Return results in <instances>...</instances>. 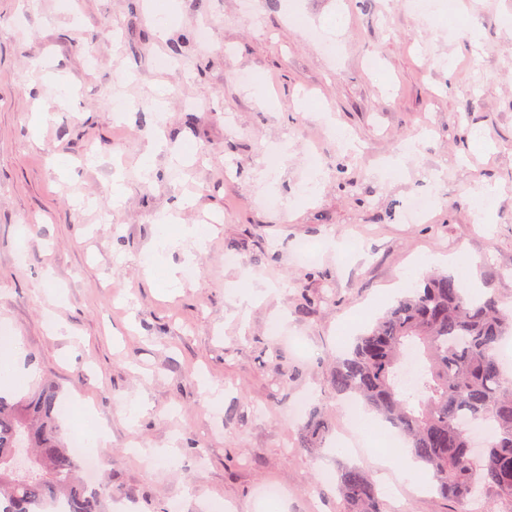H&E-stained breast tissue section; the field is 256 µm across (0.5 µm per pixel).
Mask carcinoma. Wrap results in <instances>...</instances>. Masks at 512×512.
Masks as SVG:
<instances>
[{
  "label": "carcinoma",
  "mask_w": 512,
  "mask_h": 512,
  "mask_svg": "<svg viewBox=\"0 0 512 512\" xmlns=\"http://www.w3.org/2000/svg\"><path fill=\"white\" fill-rule=\"evenodd\" d=\"M512 337V311L494 292L471 290L450 274L435 273L401 298L336 359V395L376 411L408 441L432 472L439 493L464 512L471 495L486 512H512V368L497 349ZM425 347L426 371L409 397L396 374L406 345ZM55 390L40 386L18 400L0 394V512H106L112 489L79 480V463L60 436ZM491 425L478 455L468 423ZM326 419L314 413L302 428V447L324 445ZM343 512H388L371 477L343 466L336 478Z\"/></svg>",
  "instance_id": "carcinoma-1"
}]
</instances>
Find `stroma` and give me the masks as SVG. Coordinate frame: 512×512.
<instances>
[{
  "label": "stroma",
  "instance_id": "obj_1",
  "mask_svg": "<svg viewBox=\"0 0 512 512\" xmlns=\"http://www.w3.org/2000/svg\"><path fill=\"white\" fill-rule=\"evenodd\" d=\"M457 8L467 32L409 0H252L247 13L241 0H0V327L21 345L9 390L49 384L92 405L108 512H342L339 466L380 483L411 463L365 437L353 452L303 449L305 420L288 410L307 397L331 432L349 431L331 367L416 262L450 272L476 258L468 284L512 309V0ZM116 98L136 105L126 122ZM37 105L51 118L33 133ZM159 130L167 148L146 182ZM414 139L404 168L383 173ZM280 143L284 161L266 171ZM485 185L497 192L484 210ZM419 193L433 207L406 221ZM168 210L173 235L217 220L204 250L167 253L196 266L175 291L144 264ZM304 240L322 244L314 264L296 259ZM263 282L272 293L238 309L240 286ZM139 448L169 454L150 470ZM415 471L389 512H453ZM270 484L283 497L268 509L258 491Z\"/></svg>",
  "mask_w": 512,
  "mask_h": 512
}]
</instances>
